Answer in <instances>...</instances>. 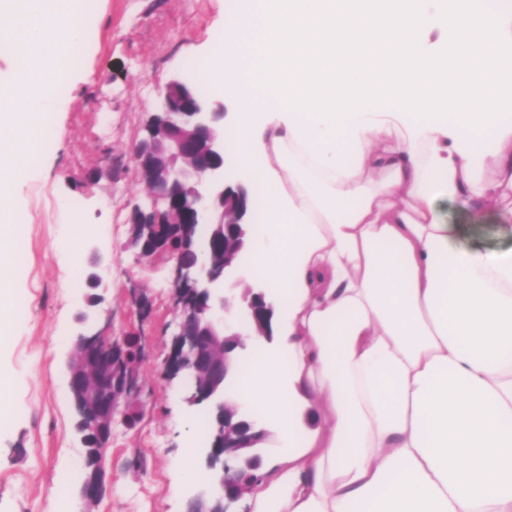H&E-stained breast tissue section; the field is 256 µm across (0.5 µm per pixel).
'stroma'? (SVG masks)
<instances>
[{
	"instance_id": "35a3bbf8",
	"label": "stroma",
	"mask_w": 512,
	"mask_h": 512,
	"mask_svg": "<svg viewBox=\"0 0 512 512\" xmlns=\"http://www.w3.org/2000/svg\"><path fill=\"white\" fill-rule=\"evenodd\" d=\"M237 8V0L95 2V48L77 54L82 79L65 84L50 114L61 138L39 147L36 173L19 191L22 305L18 325L0 335V371L16 379L9 408L0 413V512H44L67 476L70 494L57 512L82 508L86 448L67 373L81 333L133 331L145 338L142 417L134 428L113 427L111 479L95 512H185L187 501L205 491L203 482L180 481L188 412L178 383L161 375L176 331L174 265L164 256L140 263L127 246L129 212L146 201L130 152L164 83L178 78L200 86L195 67L222 45L224 16ZM442 208L450 222L474 224L469 247L485 254L512 248L495 219H473L459 203ZM95 256L106 266L105 288L102 302L89 309L66 283L74 269L89 278ZM139 282L152 305L143 321L131 297Z\"/></svg>"
}]
</instances>
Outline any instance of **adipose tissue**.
<instances>
[{"label":"adipose tissue","instance_id":"ef3b65f1","mask_svg":"<svg viewBox=\"0 0 512 512\" xmlns=\"http://www.w3.org/2000/svg\"><path fill=\"white\" fill-rule=\"evenodd\" d=\"M205 60L238 102L235 169L266 190L252 265L280 341L236 378L279 430L251 512H512V250L483 257L439 203L512 236V116L481 138L396 112L347 134L256 92L252 6Z\"/></svg>","mask_w":512,"mask_h":512}]
</instances>
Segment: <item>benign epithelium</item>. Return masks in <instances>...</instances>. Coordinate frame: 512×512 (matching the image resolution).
Segmentation results:
<instances>
[{
    "mask_svg": "<svg viewBox=\"0 0 512 512\" xmlns=\"http://www.w3.org/2000/svg\"><path fill=\"white\" fill-rule=\"evenodd\" d=\"M224 102L193 95L172 79L143 126L131 162L148 203L134 207L129 223L138 259L149 263L167 251L175 258L172 309L177 333L163 374L184 381L182 400L205 406L216 419L206 448L213 498H192L188 512H232L250 493L264 464L266 430L233 401V362L246 350L242 337L273 341L272 304L264 290L246 284L240 253L253 243L249 190L228 181L224 169ZM129 337L79 336L68 363L72 397L92 411L100 435L91 444L107 451L119 413L141 402L143 386L128 360ZM105 489V470L80 489L83 512H93Z\"/></svg>",
    "mask_w": 512,
    "mask_h": 512,
    "instance_id": "obj_1",
    "label": "benign epithelium"
}]
</instances>
